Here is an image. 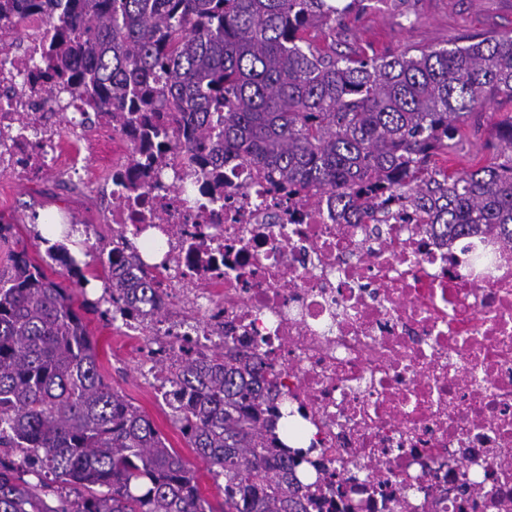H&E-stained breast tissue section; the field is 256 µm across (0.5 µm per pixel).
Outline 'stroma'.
<instances>
[{
    "instance_id": "35a3bbf8",
    "label": "stroma",
    "mask_w": 512,
    "mask_h": 512,
    "mask_svg": "<svg viewBox=\"0 0 512 512\" xmlns=\"http://www.w3.org/2000/svg\"><path fill=\"white\" fill-rule=\"evenodd\" d=\"M510 31L512 0H359L357 10L343 18L335 36L327 38L326 43L340 53L380 57L409 48L448 47L467 34ZM502 116L501 107L496 105L476 115L473 131L461 146L462 153L491 157L495 143L491 130ZM50 211H67L98 224L96 237L89 241L81 237L75 243L74 255L80 262H95L101 247L112 238V227L105 224L95 199L66 190L52 178L31 189L0 173V218L13 226L11 236L0 240V269L9 265L14 252L24 248L49 277L59 278L60 267L47 257L45 245L36 238L39 216ZM87 320L97 342L99 362L113 388L152 418L168 444L191 458L193 466L204 473L203 495L218 500L220 493L205 474L206 463L194 457L174 425L168 406L157 397L142 359L133 354L135 347L145 344V337L123 335L116 326L93 314Z\"/></svg>"
}]
</instances>
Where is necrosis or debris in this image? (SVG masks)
I'll use <instances>...</instances> for the list:
<instances>
[{"instance_id": "4bbe7bcc", "label": "necrosis or debris", "mask_w": 512, "mask_h": 512, "mask_svg": "<svg viewBox=\"0 0 512 512\" xmlns=\"http://www.w3.org/2000/svg\"><path fill=\"white\" fill-rule=\"evenodd\" d=\"M48 30L0 21V173L98 194L143 242L171 314L123 317L127 335L150 329L171 361L227 339L263 359L327 512H512V246L342 220L242 162L220 195L171 150L92 174L99 117L36 93Z\"/></svg>"}]
</instances>
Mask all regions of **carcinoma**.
I'll return each instance as SVG.
<instances>
[{
	"mask_svg": "<svg viewBox=\"0 0 512 512\" xmlns=\"http://www.w3.org/2000/svg\"><path fill=\"white\" fill-rule=\"evenodd\" d=\"M43 2L0 0V20ZM52 2L42 66L55 81L40 91L75 96L116 132L136 122L147 141L164 120L169 148L207 167L214 191L240 158L277 187L332 194L343 219L414 215L434 233L512 245V115L487 163L439 162L473 116L512 103V32L379 58L310 38L352 10L336 0ZM39 241L63 280L25 249L0 270V512H323L294 473L288 429L275 428V383L228 346L183 351L165 399L224 481V502L205 498L194 466L105 380L85 319L156 303V278L128 242L81 269L64 243Z\"/></svg>",
	"mask_w": 512,
	"mask_h": 512,
	"instance_id": "cac0c4a2",
	"label": "carcinoma"
}]
</instances>
